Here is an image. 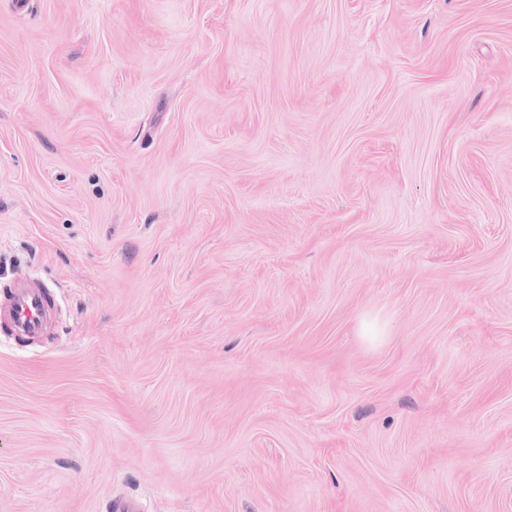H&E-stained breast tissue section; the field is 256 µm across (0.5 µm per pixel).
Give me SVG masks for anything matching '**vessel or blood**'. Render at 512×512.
<instances>
[{
    "label": "vessel or blood",
    "mask_w": 512,
    "mask_h": 512,
    "mask_svg": "<svg viewBox=\"0 0 512 512\" xmlns=\"http://www.w3.org/2000/svg\"><path fill=\"white\" fill-rule=\"evenodd\" d=\"M56 303L55 293L20 276L0 293V331L18 339L42 335Z\"/></svg>",
    "instance_id": "1"
}]
</instances>
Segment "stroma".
I'll list each match as a JSON object with an SVG mask.
<instances>
[{"label":"stroma","mask_w":512,"mask_h":512,"mask_svg":"<svg viewBox=\"0 0 512 512\" xmlns=\"http://www.w3.org/2000/svg\"><path fill=\"white\" fill-rule=\"evenodd\" d=\"M0 512H512V0H0ZM4 289L0 296V323L1 317L6 318L1 323L4 334L16 339L42 335L51 311L58 304L56 294L26 274L17 277L13 287Z\"/></svg>","instance_id":"1"}]
</instances>
